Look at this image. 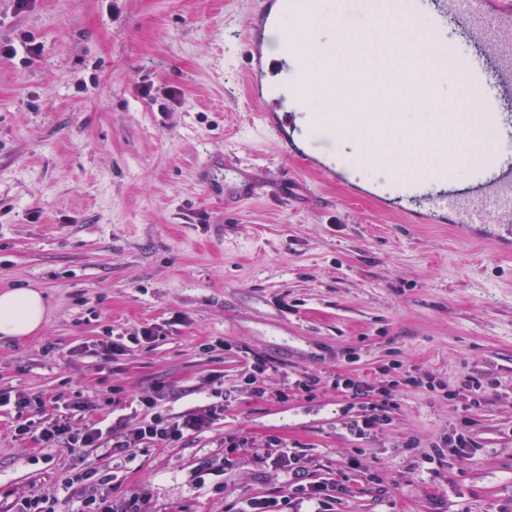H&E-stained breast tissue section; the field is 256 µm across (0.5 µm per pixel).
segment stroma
<instances>
[{
  "label": "stroma",
  "instance_id": "obj_1",
  "mask_svg": "<svg viewBox=\"0 0 512 512\" xmlns=\"http://www.w3.org/2000/svg\"><path fill=\"white\" fill-rule=\"evenodd\" d=\"M261 2L0 0V42L19 48L0 57V289L34 285L47 303L37 335L0 337V389L43 398L33 420L76 429L213 413L204 432L130 457L32 448L0 409V512L31 494L68 512L61 487L80 461L114 501L138 489L142 512H245L289 493L259 459L274 439L310 478L344 485L331 512H512V258L313 172L293 170L287 203L267 198L278 154L233 39ZM27 35L37 54L21 51ZM168 89L178 97L160 106ZM223 153L246 175L220 197L200 173ZM244 187L256 196L241 208ZM148 324L155 341L103 358L109 336ZM257 357L261 396L244 381ZM395 363L417 384L390 385ZM305 374L309 393L294 387ZM340 376L374 390L341 397ZM470 376L487 385L478 407L446 396ZM375 407L388 424L352 433L351 417ZM462 424L472 459L427 462Z\"/></svg>",
  "mask_w": 512,
  "mask_h": 512
}]
</instances>
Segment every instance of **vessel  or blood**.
<instances>
[{
    "mask_svg": "<svg viewBox=\"0 0 512 512\" xmlns=\"http://www.w3.org/2000/svg\"><path fill=\"white\" fill-rule=\"evenodd\" d=\"M353 12L344 13L342 26L349 37L359 36L355 18L371 19L380 26L378 36L363 40L365 64L351 78L376 89L399 82L403 73L387 58L391 44L388 25L393 21L424 18L427 42L432 48L435 77L452 81L472 92L485 83L498 87L493 103L478 112H459L455 118L440 115L438 134L455 127L458 139L447 154L435 156L416 151L415 174H407L391 156L376 155L367 160L354 131L357 126L380 127L379 113L361 112L309 113L307 139L311 148L344 169L359 173L373 169L379 173L383 199L393 200L397 213H417L424 223H450L456 237L477 238L490 243L497 254H512V166L503 156L512 151V124L503 123L496 137L487 143L471 165L466 185H458L457 172L465 160L469 145L481 138L488 117L496 115L500 105L512 102V5L507 0H352ZM303 0H264L244 35L246 47L263 42L269 63L289 76H296L298 61L291 48L297 29L283 25L281 16L298 17ZM459 19L484 61L475 68L458 46L448 41L444 32L450 19ZM268 131L279 148V178L287 180L289 164L301 155L290 149L276 125Z\"/></svg>",
    "mask_w": 512,
    "mask_h": 512,
    "instance_id": "obj_1",
    "label": "vessel or blood"
}]
</instances>
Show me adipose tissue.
I'll list each match as a JSON object with an SVG mask.
<instances>
[{
	"instance_id": "ef3b65f1",
	"label": "adipose tissue",
	"mask_w": 512,
	"mask_h": 512,
	"mask_svg": "<svg viewBox=\"0 0 512 512\" xmlns=\"http://www.w3.org/2000/svg\"><path fill=\"white\" fill-rule=\"evenodd\" d=\"M335 0H312L307 28L294 44L303 70L299 76L308 90L307 102L315 112H352L363 109L365 88L349 78L352 67L361 63L350 38L336 28ZM404 83L384 90L387 98H399L403 107L394 132L364 142L366 153H390L402 145L406 153L427 145L432 152L444 147L434 135V117L458 112L462 93L452 82L435 81L433 63L423 60L406 65ZM46 302L40 289L19 286L0 292V335L22 338L37 334L43 324Z\"/></svg>"
}]
</instances>
